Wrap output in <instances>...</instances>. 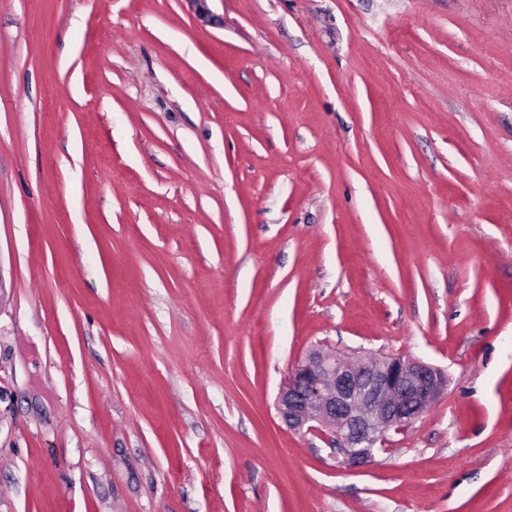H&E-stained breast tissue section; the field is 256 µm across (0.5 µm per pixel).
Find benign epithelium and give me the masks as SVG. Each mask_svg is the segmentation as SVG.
Returning a JSON list of instances; mask_svg holds the SVG:
<instances>
[{"mask_svg": "<svg viewBox=\"0 0 512 512\" xmlns=\"http://www.w3.org/2000/svg\"><path fill=\"white\" fill-rule=\"evenodd\" d=\"M440 369L402 355L368 354L351 361L309 350L289 371L276 398L289 431L319 425L335 439L351 468L371 463L390 432L426 414L447 390Z\"/></svg>", "mask_w": 512, "mask_h": 512, "instance_id": "obj_1", "label": "benign epithelium"}]
</instances>
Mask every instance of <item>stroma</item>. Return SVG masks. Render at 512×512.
Segmentation results:
<instances>
[{"label":"stroma","instance_id":"stroma-1","mask_svg":"<svg viewBox=\"0 0 512 512\" xmlns=\"http://www.w3.org/2000/svg\"><path fill=\"white\" fill-rule=\"evenodd\" d=\"M0 0V512H512V0ZM314 347L445 394L361 469Z\"/></svg>","mask_w":512,"mask_h":512}]
</instances>
